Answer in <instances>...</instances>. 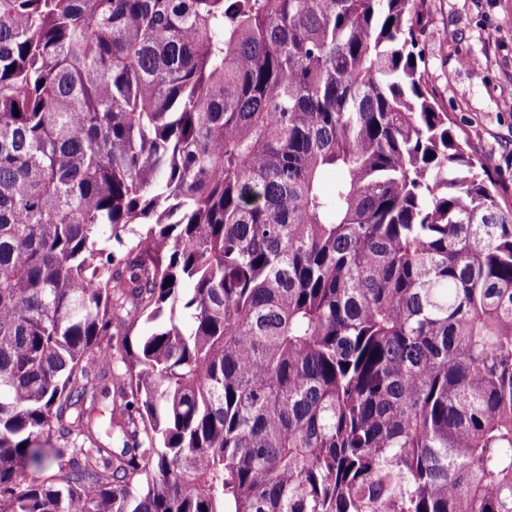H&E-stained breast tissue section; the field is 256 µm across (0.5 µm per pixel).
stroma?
<instances>
[{"label":"stroma","mask_w":512,"mask_h":512,"mask_svg":"<svg viewBox=\"0 0 512 512\" xmlns=\"http://www.w3.org/2000/svg\"><path fill=\"white\" fill-rule=\"evenodd\" d=\"M419 38L439 105L512 203V0H426Z\"/></svg>","instance_id":"1"}]
</instances>
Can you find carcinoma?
Returning <instances> with one entry per match:
<instances>
[{
  "label": "carcinoma",
  "mask_w": 512,
  "mask_h": 512,
  "mask_svg": "<svg viewBox=\"0 0 512 512\" xmlns=\"http://www.w3.org/2000/svg\"><path fill=\"white\" fill-rule=\"evenodd\" d=\"M424 22L0 0V512H512V207Z\"/></svg>",
  "instance_id": "cac0c4a2"
}]
</instances>
